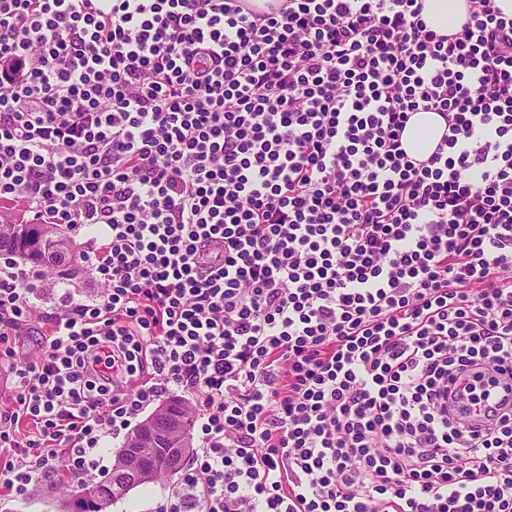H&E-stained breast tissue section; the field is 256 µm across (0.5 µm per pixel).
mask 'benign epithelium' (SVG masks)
<instances>
[{"mask_svg": "<svg viewBox=\"0 0 512 512\" xmlns=\"http://www.w3.org/2000/svg\"><path fill=\"white\" fill-rule=\"evenodd\" d=\"M182 419L164 410L143 421L120 451L116 466L112 467V487L131 491L152 476L151 463L158 452H163L173 469L181 466L184 457Z\"/></svg>", "mask_w": 512, "mask_h": 512, "instance_id": "benign-epithelium-1", "label": "benign epithelium"}]
</instances>
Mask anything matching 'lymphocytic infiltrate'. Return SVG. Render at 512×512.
I'll return each mask as SVG.
<instances>
[{
    "instance_id": "f902f5d3",
    "label": "lymphocytic infiltrate",
    "mask_w": 512,
    "mask_h": 512,
    "mask_svg": "<svg viewBox=\"0 0 512 512\" xmlns=\"http://www.w3.org/2000/svg\"><path fill=\"white\" fill-rule=\"evenodd\" d=\"M252 2L0 0V201L89 234L102 287L48 312L0 258V341L52 325L0 489L87 486L182 391L204 451L159 512H512V18ZM423 18L440 34H451L465 20V0H423ZM443 119L434 112H419L411 118L406 131V149L410 156L426 158L444 132Z\"/></svg>"
}]
</instances>
